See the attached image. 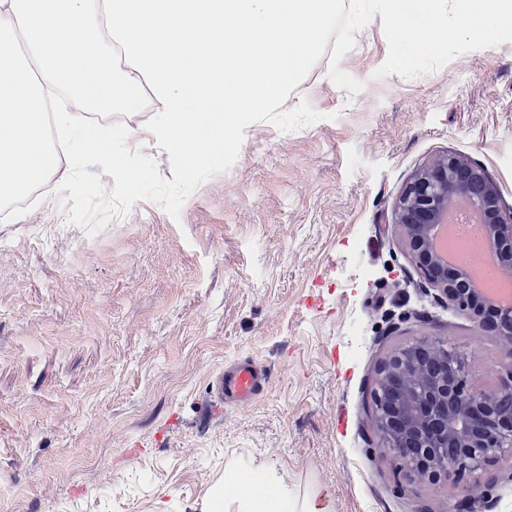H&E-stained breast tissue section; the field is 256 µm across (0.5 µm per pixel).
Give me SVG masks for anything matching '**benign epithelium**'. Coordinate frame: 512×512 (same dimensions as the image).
I'll use <instances>...</instances> for the list:
<instances>
[{"instance_id": "benign-epithelium-1", "label": "benign epithelium", "mask_w": 512, "mask_h": 512, "mask_svg": "<svg viewBox=\"0 0 512 512\" xmlns=\"http://www.w3.org/2000/svg\"><path fill=\"white\" fill-rule=\"evenodd\" d=\"M477 201L497 270L512 277V207L504 206L499 186L487 171L448 152L422 168L402 190L393 211L403 243L417 267L448 304L463 311L479 329L494 311V335L512 342V302L495 301L463 269L439 254L437 224L460 202ZM505 375L495 393L467 385L457 358L445 348L416 338L380 363L371 396L375 435L402 469L433 480L475 473L512 447V412L500 400L512 395V351L505 353ZM475 488L461 491L448 512H472Z\"/></svg>"}]
</instances>
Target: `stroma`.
Listing matches in <instances>:
<instances>
[{"instance_id":"35a3bbf8","label":"stroma","mask_w":512,"mask_h":512,"mask_svg":"<svg viewBox=\"0 0 512 512\" xmlns=\"http://www.w3.org/2000/svg\"><path fill=\"white\" fill-rule=\"evenodd\" d=\"M340 88L322 58L284 109L251 124L234 164L179 218L142 200L96 234L68 224L58 184L0 218V512H205L228 472L308 512H448L462 487L397 469L375 437L378 363L416 337L446 343L496 392L505 344L448 307L392 223L425 164L455 152L512 206V41L413 78H376L381 16L355 32ZM156 99L110 123L172 179L146 130ZM248 359L267 384L209 416V383ZM478 512H512V453L479 471Z\"/></svg>"}]
</instances>
